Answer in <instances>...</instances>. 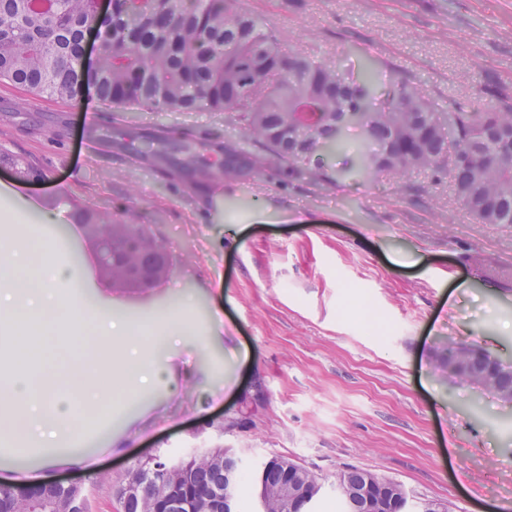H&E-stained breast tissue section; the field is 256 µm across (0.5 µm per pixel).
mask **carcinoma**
<instances>
[{
	"mask_svg": "<svg viewBox=\"0 0 512 512\" xmlns=\"http://www.w3.org/2000/svg\"><path fill=\"white\" fill-rule=\"evenodd\" d=\"M106 29L94 64L84 65L86 33ZM274 29L258 15L236 7V0H112L101 13L94 0H0V81L39 96L77 102L91 85L98 98L115 105L146 106L157 112L201 109L237 112L242 137L264 148L253 155L224 139L226 179L255 178L274 166H288V178L331 181L323 156L346 149L348 117L361 114L360 128L376 145H356L347 173L387 172L404 178L415 170L435 177L447 173L462 206L480 224L512 225V103L489 99L482 108L447 112V140L433 128L438 110L426 93L400 81L380 109L371 106L372 85L364 70L341 80L338 67L315 62L277 46ZM141 151L156 161L171 155V144L142 140ZM456 358L468 363L460 380L488 383L489 390L512 392V375L486 380L489 354L473 345ZM170 458L135 463L114 488L119 512H155L165 494ZM187 481L201 496H237L240 479L229 481L212 465L208 451L181 459ZM273 456L266 470L267 498L258 512L309 508L323 486L296 465V496L288 504L277 493L280 465ZM378 474L350 467L333 485L341 512H362L355 494ZM138 493L125 491L127 482ZM50 501L55 512H90L89 496L65 487L39 485L0 489V512H39Z\"/></svg>",
	"mask_w": 512,
	"mask_h": 512,
	"instance_id": "obj_1",
	"label": "carcinoma"
}]
</instances>
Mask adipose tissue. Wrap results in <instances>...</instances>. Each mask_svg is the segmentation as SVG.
<instances>
[{"instance_id": "adipose-tissue-1", "label": "adipose tissue", "mask_w": 512, "mask_h": 512, "mask_svg": "<svg viewBox=\"0 0 512 512\" xmlns=\"http://www.w3.org/2000/svg\"><path fill=\"white\" fill-rule=\"evenodd\" d=\"M30 235L0 246V441L18 456L43 452V467L78 466L92 456L81 442L83 425L73 399L90 409L104 404L113 385L126 391L151 379L170 378L157 353L191 335L187 309L158 314L150 326L88 309L65 294L78 272L60 266L49 242H40L42 268L27 261Z\"/></svg>"}]
</instances>
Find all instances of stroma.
Masks as SVG:
<instances>
[{"mask_svg": "<svg viewBox=\"0 0 512 512\" xmlns=\"http://www.w3.org/2000/svg\"><path fill=\"white\" fill-rule=\"evenodd\" d=\"M266 18L282 50L353 72L374 62L375 104L400 80L440 111L470 105L483 86L512 100V0H242ZM234 112L117 107L38 97L0 82V166L29 165L35 184L0 175L58 224L41 229L54 257L76 261V291L118 313L145 316L192 297L193 335L178 341L158 381L114 400L85 428L102 450L79 467L48 470L90 490L92 512H116L115 484L146 454L174 458L217 443L246 465L283 456L323 485L316 512H339L332 485L355 466L401 483L413 505L512 512V407L440 369L449 341L512 362V225L479 224L447 175L382 172L289 179L271 168L250 180L196 186L140 150L143 135L201 143L233 134ZM142 224L165 245L171 274L121 288L94 269L73 218ZM221 303L220 326L211 306ZM260 378L267 397L247 424L221 417Z\"/></svg>", "mask_w": 512, "mask_h": 512, "instance_id": "obj_1", "label": "stroma"}]
</instances>
